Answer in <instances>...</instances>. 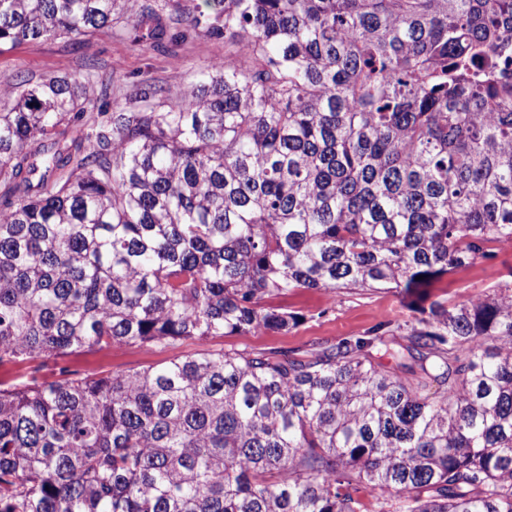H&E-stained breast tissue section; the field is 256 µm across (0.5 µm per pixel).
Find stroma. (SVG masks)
Segmentation results:
<instances>
[{
  "instance_id": "35a3bbf8",
  "label": "stroma",
  "mask_w": 512,
  "mask_h": 512,
  "mask_svg": "<svg viewBox=\"0 0 512 512\" xmlns=\"http://www.w3.org/2000/svg\"><path fill=\"white\" fill-rule=\"evenodd\" d=\"M223 59L224 38L220 35L200 34L177 54L161 55L104 28L89 39L36 40L0 53V89L9 88L20 76L36 80L46 75L74 77L93 66L103 76L113 75L125 82L152 77L178 94L191 87L202 69ZM511 269L512 245H507L495 257L476 261L425 289L423 301L467 303L490 286L505 281ZM271 304L297 314L298 324L285 331L186 338L167 345H116L71 355L60 365L79 374H105L141 371L176 358L225 350L301 351L320 342L365 336L378 325L397 324L419 315L411 296L396 288L343 289L333 293L298 289L273 298Z\"/></svg>"
}]
</instances>
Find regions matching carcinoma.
<instances>
[{
  "label": "carcinoma",
  "instance_id": "1",
  "mask_svg": "<svg viewBox=\"0 0 512 512\" xmlns=\"http://www.w3.org/2000/svg\"><path fill=\"white\" fill-rule=\"evenodd\" d=\"M122 22L224 62L79 132L96 69L0 90V363H36L0 384V512H512V270L303 353L39 378L512 244V0H0V52Z\"/></svg>",
  "mask_w": 512,
  "mask_h": 512
}]
</instances>
